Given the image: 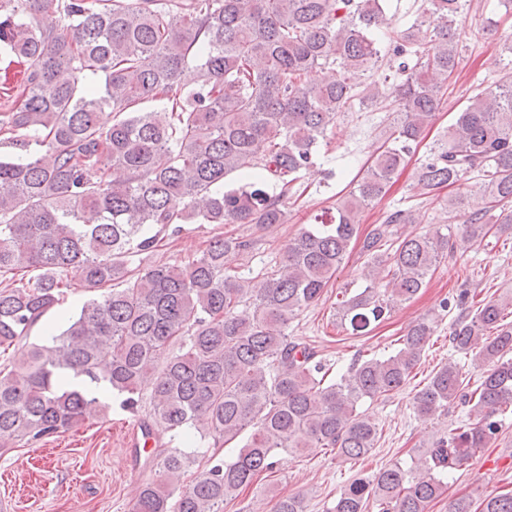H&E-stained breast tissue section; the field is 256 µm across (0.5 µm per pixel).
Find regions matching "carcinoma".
I'll return each instance as SVG.
<instances>
[{
	"instance_id": "carcinoma-1",
	"label": "carcinoma",
	"mask_w": 512,
	"mask_h": 512,
	"mask_svg": "<svg viewBox=\"0 0 512 512\" xmlns=\"http://www.w3.org/2000/svg\"><path fill=\"white\" fill-rule=\"evenodd\" d=\"M382 0H0V52L13 75L0 112V142L25 156L0 157V273L36 271L0 289V447L33 443L102 418L120 399L131 413L148 398L145 436L159 428L185 442L243 444L173 494L195 452L159 451L157 479L133 512H224V504L273 469L274 457L332 448L366 456L376 424L357 411L404 386L434 332L422 320L387 357L354 360L326 381L317 353L288 336V319L317 303L358 237L357 213L381 199L434 123L459 66L455 24L463 0H428L407 28L391 27ZM390 73L364 85L366 72ZM395 106L394 129L366 174L336 207L288 242L258 272L234 263L258 239L215 236L184 265L129 269L161 233L184 224L288 221L301 173L356 95ZM153 102L146 111L143 104ZM235 173L242 185L224 191ZM486 200L463 220L460 241L512 223L485 213L512 202V81L467 99L417 172L435 197L469 175ZM280 192L271 194L269 184ZM412 210L396 208L362 241L366 285L337 292L340 321L354 330L385 319L436 267L452 235L407 233ZM262 287H252L253 278ZM99 293L44 345L30 328L64 298L69 279ZM512 298L489 300L449 334L487 366L468 389L456 364L440 368L413 399L432 420L459 399L474 422L445 430L408 469L395 463L355 479L334 512H428L448 474L496 437L512 407ZM274 512H303L298 495H275ZM449 512H512V493L461 498Z\"/></svg>"
}]
</instances>
